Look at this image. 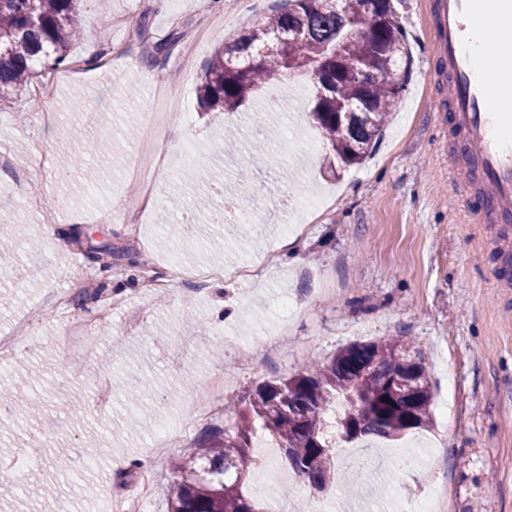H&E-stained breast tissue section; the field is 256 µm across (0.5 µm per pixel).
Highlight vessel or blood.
<instances>
[{
    "label": "vessel or blood",
    "instance_id": "b4317fda",
    "mask_svg": "<svg viewBox=\"0 0 512 512\" xmlns=\"http://www.w3.org/2000/svg\"><path fill=\"white\" fill-rule=\"evenodd\" d=\"M436 49L448 66V100L460 134L477 158L475 174L486 195L488 220L512 218V53L485 52L484 65L473 56L481 19L474 0H433ZM503 107L491 109L490 96Z\"/></svg>",
    "mask_w": 512,
    "mask_h": 512
}]
</instances>
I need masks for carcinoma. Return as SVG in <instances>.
I'll list each match as a JSON object with an SVG mask.
<instances>
[{"label":"carcinoma","mask_w":512,"mask_h":512,"mask_svg":"<svg viewBox=\"0 0 512 512\" xmlns=\"http://www.w3.org/2000/svg\"><path fill=\"white\" fill-rule=\"evenodd\" d=\"M80 0H0V99L37 68L63 67L82 34ZM317 68L310 116L329 147L330 167L358 164L374 149L410 74L407 35L392 0H285L207 65L198 86L208 112H234L271 82ZM422 350L410 341L352 343L302 373L260 385L234 403L235 425L173 461L168 512H264L245 491L253 440L275 442L281 462L322 492L335 462L334 434L347 442L397 440L431 424Z\"/></svg>","instance_id":"obj_1"}]
</instances>
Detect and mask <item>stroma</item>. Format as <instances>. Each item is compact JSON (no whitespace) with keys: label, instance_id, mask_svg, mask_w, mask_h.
Listing matches in <instances>:
<instances>
[{"label":"stroma","instance_id":"obj_1","mask_svg":"<svg viewBox=\"0 0 512 512\" xmlns=\"http://www.w3.org/2000/svg\"><path fill=\"white\" fill-rule=\"evenodd\" d=\"M431 0H401L411 78L383 138L364 164L333 172L319 129L308 117L311 77L277 85L280 110L260 92L234 112L200 111L196 89L217 49L262 23L280 0H94L80 10L83 37L69 68L55 71L43 123L29 92L0 99V336L20 326L31 336L0 355V385L33 405L26 418L0 417V459H18L41 442L36 466L51 496L20 490L0 470V512H103L128 496L134 464L153 472L149 512H167L171 460L223 429L232 413L193 423L197 403L214 394L212 373L230 383L220 399H244L261 383L298 374L360 341L416 338L434 387L433 422L396 442L368 449L366 471L344 458L322 492L297 485L294 512H402L431 484L448 488L449 512H512V274L501 270L497 225L478 218L475 195L449 180L457 126L448 108V73L434 48ZM108 56L97 70L93 59ZM180 95L155 144L153 204L143 207L130 160L149 137L157 86ZM107 101L98 124L83 113ZM109 142L108 151L69 153L74 134ZM208 159L221 181H187L184 142ZM48 164H41V156ZM224 211L220 224L187 223L196 204ZM268 211L267 222L243 215ZM299 225L284 235L283 225ZM223 265L276 251V265L255 280L172 283L147 290L142 276L170 278L177 268ZM70 296L57 306L59 296ZM112 319H97L99 297ZM294 301V313L284 304ZM91 326L97 346L74 352L73 321ZM274 346L251 368L240 345ZM149 389L131 399L127 374ZM111 403L95 408L101 384ZM455 402L445 420L441 403ZM178 440L154 447L159 424ZM94 459L80 476L54 458Z\"/></svg>","mask_w":512,"mask_h":512}]
</instances>
